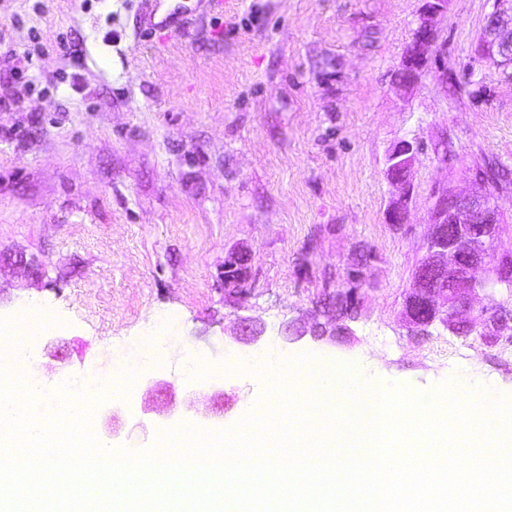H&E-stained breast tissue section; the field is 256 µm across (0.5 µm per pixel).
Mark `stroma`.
I'll list each match as a JSON object with an SVG mask.
<instances>
[{
    "label": "stroma",
    "instance_id": "stroma-1",
    "mask_svg": "<svg viewBox=\"0 0 512 512\" xmlns=\"http://www.w3.org/2000/svg\"><path fill=\"white\" fill-rule=\"evenodd\" d=\"M143 2L0 0V326L40 325L29 364L44 389L139 370L133 345L165 334L128 398L97 409L96 437L109 418L124 448L234 428L274 353L512 399V344L418 336L400 316L434 190L484 193L471 172L484 158L512 168V80L475 52L493 0H448L457 94L433 63L394 87L423 0H231L218 20L193 4L153 37ZM405 137L421 150L407 221L390 224L385 162ZM235 250L253 271L240 302L222 278ZM348 286L352 335L281 336ZM243 313L265 325L256 343L232 336ZM162 380L194 410H166Z\"/></svg>",
    "mask_w": 512,
    "mask_h": 512
}]
</instances>
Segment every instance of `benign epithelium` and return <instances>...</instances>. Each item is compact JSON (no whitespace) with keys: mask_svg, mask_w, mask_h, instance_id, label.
Returning <instances> with one entry per match:
<instances>
[{"mask_svg":"<svg viewBox=\"0 0 512 512\" xmlns=\"http://www.w3.org/2000/svg\"><path fill=\"white\" fill-rule=\"evenodd\" d=\"M448 10V0H424L411 42L407 45L395 87L414 85L431 55L445 50L440 40V21ZM487 17L497 24L487 27L480 56L505 59L504 46H512V0H494ZM420 145L403 138L386 159V176L395 197L386 211L389 224L407 221L413 184L410 171ZM503 213L492 193L463 195L442 186L430 208V230L423 263L416 274V286L409 289L403 304V319L411 331L426 332L439 324L449 332L463 336L473 322H478V336L487 345L502 341L512 343V251L498 252L495 244L504 231ZM488 270L480 278L478 271ZM250 258L236 252L224 262V291L239 297L251 278ZM490 292L487 303L474 307L479 292ZM265 333L264 324L254 316H241L235 335L246 344L257 342ZM352 329L328 327L318 318L298 326L286 323L281 335L298 338L310 335L317 340L336 341Z\"/></svg>","mask_w":512,"mask_h":512,"instance_id":"obj_1","label":"benign epithelium"}]
</instances>
